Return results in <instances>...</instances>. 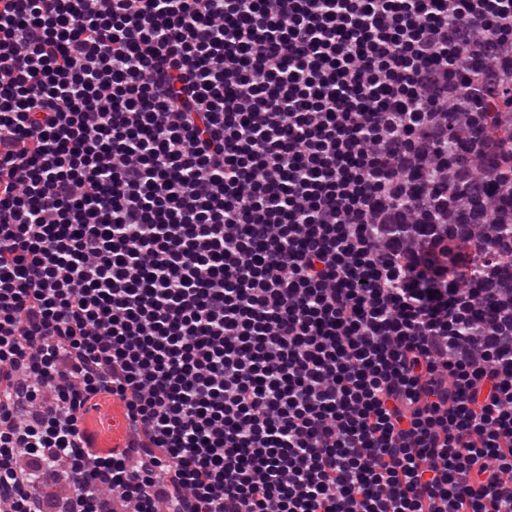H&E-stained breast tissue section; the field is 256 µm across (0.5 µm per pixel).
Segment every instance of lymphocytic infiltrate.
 <instances>
[{
    "label": "lymphocytic infiltrate",
    "mask_w": 512,
    "mask_h": 512,
    "mask_svg": "<svg viewBox=\"0 0 512 512\" xmlns=\"http://www.w3.org/2000/svg\"><path fill=\"white\" fill-rule=\"evenodd\" d=\"M502 195L512 0H0V512H512Z\"/></svg>",
    "instance_id": "f902f5d3"
}]
</instances>
